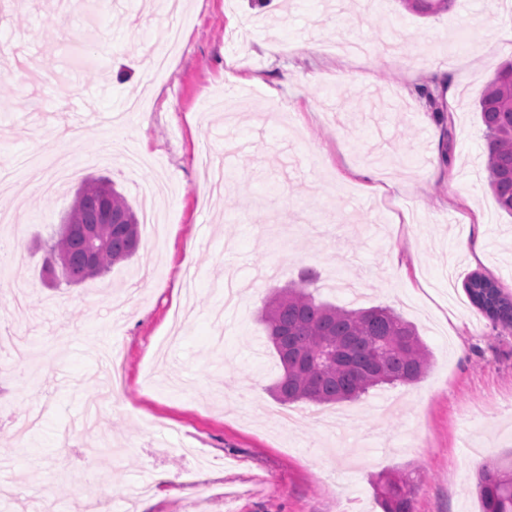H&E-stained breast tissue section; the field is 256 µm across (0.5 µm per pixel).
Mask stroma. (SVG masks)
<instances>
[{"label":"stroma","mask_w":512,"mask_h":512,"mask_svg":"<svg viewBox=\"0 0 512 512\" xmlns=\"http://www.w3.org/2000/svg\"><path fill=\"white\" fill-rule=\"evenodd\" d=\"M56 18L48 0H0V167L16 183L0 235L22 255L0 268L7 512L89 498L106 512H382L376 484L395 472L416 487L414 512H481L478 465L512 456V328L463 283L481 273L512 294V217L487 185L478 111L512 61V0L429 15L403 0H186L177 15L75 0L68 27ZM171 25L182 41L155 79L145 62ZM420 84L451 100L445 117ZM78 87L121 119L75 124ZM74 125L81 178L44 194L43 143ZM110 139L142 158L138 174L99 160ZM367 168L376 190L356 176ZM100 176L139 214L138 183L168 185L153 204L164 231L68 285L43 272L46 241L81 179ZM308 268L317 301L393 308L432 360L411 384L295 403L284 431L268 414L281 371L260 312ZM170 472L188 481L169 497Z\"/></svg>","instance_id":"1"}]
</instances>
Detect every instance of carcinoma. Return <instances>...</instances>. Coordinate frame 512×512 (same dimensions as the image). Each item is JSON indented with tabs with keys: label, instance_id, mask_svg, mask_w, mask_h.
<instances>
[{
	"label": "carcinoma",
	"instance_id": "obj_1",
	"mask_svg": "<svg viewBox=\"0 0 512 512\" xmlns=\"http://www.w3.org/2000/svg\"><path fill=\"white\" fill-rule=\"evenodd\" d=\"M420 14L447 8L454 0H406ZM485 127L488 185L499 208L512 216V62L491 81L479 102ZM91 225L103 247L88 262V243L69 230ZM141 241L133 208L114 184L92 178L77 190L63 224L50 238L47 256L63 258L60 273L76 285L132 258ZM317 276L306 271L300 284L272 292L261 320L282 374L272 387L282 403L329 404L355 400L369 389L418 381L430 352L414 326L388 306L349 310L316 301L309 291ZM471 303L489 320L512 327V295L498 282L474 273L464 282ZM482 512H512V467L487 461L478 470ZM415 485L400 474L381 485L383 512H413Z\"/></svg>",
	"mask_w": 512,
	"mask_h": 512
}]
</instances>
